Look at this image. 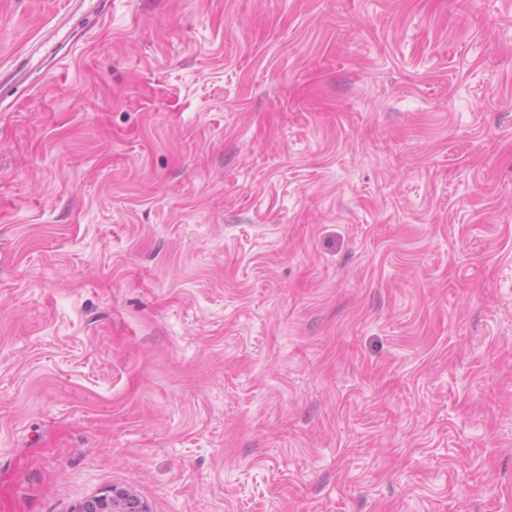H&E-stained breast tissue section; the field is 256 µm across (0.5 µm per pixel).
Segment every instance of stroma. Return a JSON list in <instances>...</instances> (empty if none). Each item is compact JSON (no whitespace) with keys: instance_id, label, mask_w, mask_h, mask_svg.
Here are the masks:
<instances>
[{"instance_id":"1","label":"stroma","mask_w":512,"mask_h":512,"mask_svg":"<svg viewBox=\"0 0 512 512\" xmlns=\"http://www.w3.org/2000/svg\"><path fill=\"white\" fill-rule=\"evenodd\" d=\"M0 0V474L29 512H512V0ZM70 512H150L148 505L129 489L112 486L77 503Z\"/></svg>"}]
</instances>
